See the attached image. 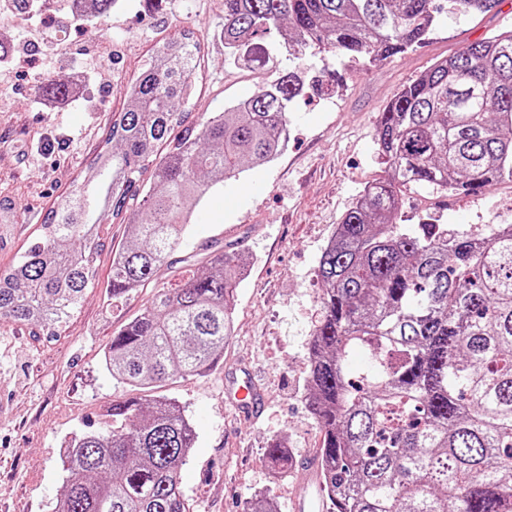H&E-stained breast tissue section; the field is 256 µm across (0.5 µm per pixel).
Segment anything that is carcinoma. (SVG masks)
<instances>
[{
  "mask_svg": "<svg viewBox=\"0 0 512 512\" xmlns=\"http://www.w3.org/2000/svg\"><path fill=\"white\" fill-rule=\"evenodd\" d=\"M501 0H448L454 18ZM435 0H224V48L288 25L291 41L375 66L425 43ZM195 53L163 44L131 87L110 138L121 150L49 210L37 238L0 268V317L54 329L92 282L97 212L117 217L141 200L137 243L112 252L108 299L150 282L187 235L211 191L285 147L290 104L304 93L289 72L247 106L185 130L163 156L192 94ZM376 142L388 178L362 190L318 262L321 317L308 342L306 406L321 433L316 458L327 512H512V227L478 237L446 224H398L402 189L479 195L512 181V30L468 44L404 85L380 113ZM158 158L153 182L141 180ZM246 267L240 253L192 261L184 284L159 291L112 333L103 364L150 391L205 373L233 336ZM366 351L353 385L346 365ZM109 422L68 441L57 512H190L180 469L196 442L171 399L112 404ZM286 471L280 440L265 449Z\"/></svg>",
  "mask_w": 512,
  "mask_h": 512,
  "instance_id": "obj_1",
  "label": "carcinoma"
}]
</instances>
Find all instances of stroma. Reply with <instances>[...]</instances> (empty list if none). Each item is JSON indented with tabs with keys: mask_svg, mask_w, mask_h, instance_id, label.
<instances>
[{
	"mask_svg": "<svg viewBox=\"0 0 512 512\" xmlns=\"http://www.w3.org/2000/svg\"><path fill=\"white\" fill-rule=\"evenodd\" d=\"M67 2L52 0L43 15L0 17V42L8 49L0 60V266L39 234L57 199L115 150L108 140L112 118L159 43L186 33L199 46L194 93L176 105L187 115L184 126L290 71L304 72L311 86L291 105L282 152L210 193L169 266L147 286L107 301L112 252L141 220L137 212L108 215L99 229L95 281L66 323L49 336L0 319V512H51L63 486L61 445L101 427L112 403L132 395L102 363L113 332L175 282L182 259L215 240L247 256L249 265L223 358L204 375L158 389L185 407L197 435L180 487L191 512H242L259 498L287 512L305 472L276 474L264 449L275 437L298 458L320 446L305 404L306 343L320 314L316 269L343 214L384 174L377 118L436 61L512 30V0L486 14L444 19L428 43L376 67L285 48L278 31L257 37L256 61L233 60L224 53V0H117L107 15L83 22L71 21ZM53 79L67 84L66 96L48 91ZM398 221L483 234L488 225L512 224V182L478 196L404 189ZM238 364L247 365L262 393L260 417L225 401V371Z\"/></svg>",
	"mask_w": 512,
	"mask_h": 512,
	"instance_id": "obj_1",
	"label": "stroma"
}]
</instances>
